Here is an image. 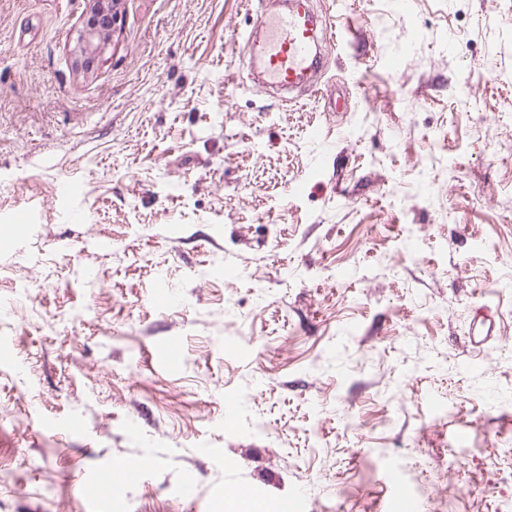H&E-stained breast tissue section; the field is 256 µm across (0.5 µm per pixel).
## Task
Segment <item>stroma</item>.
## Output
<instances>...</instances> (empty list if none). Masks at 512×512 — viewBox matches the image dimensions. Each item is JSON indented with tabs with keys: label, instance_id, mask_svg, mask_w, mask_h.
Segmentation results:
<instances>
[{
	"label": "stroma",
	"instance_id": "obj_1",
	"mask_svg": "<svg viewBox=\"0 0 512 512\" xmlns=\"http://www.w3.org/2000/svg\"><path fill=\"white\" fill-rule=\"evenodd\" d=\"M314 6L289 103L249 0H121L86 73L87 0H0V512L512 503V0ZM133 472L121 463H113L100 471L95 479L105 488H112L129 483L133 479Z\"/></svg>",
	"mask_w": 512,
	"mask_h": 512
}]
</instances>
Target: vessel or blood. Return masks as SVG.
Here are the masks:
<instances>
[{
    "instance_id": "vessel-or-blood-1",
    "label": "vessel or blood",
    "mask_w": 512,
    "mask_h": 512,
    "mask_svg": "<svg viewBox=\"0 0 512 512\" xmlns=\"http://www.w3.org/2000/svg\"><path fill=\"white\" fill-rule=\"evenodd\" d=\"M253 13L254 28L237 38L242 56L260 68L268 86L290 99L315 92L324 57L323 33L313 0H286L279 9L272 8L268 0H256ZM132 478V470L120 463L105 467L96 476L108 489Z\"/></svg>"
}]
</instances>
